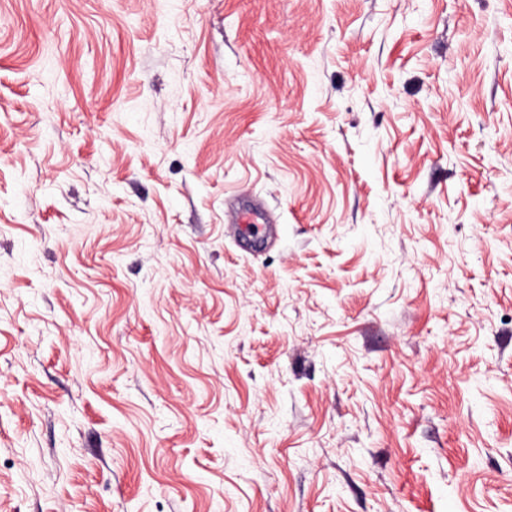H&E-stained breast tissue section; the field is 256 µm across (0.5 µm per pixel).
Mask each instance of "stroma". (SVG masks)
Wrapping results in <instances>:
<instances>
[{
    "mask_svg": "<svg viewBox=\"0 0 512 512\" xmlns=\"http://www.w3.org/2000/svg\"><path fill=\"white\" fill-rule=\"evenodd\" d=\"M0 512H512V0H0Z\"/></svg>",
    "mask_w": 512,
    "mask_h": 512,
    "instance_id": "stroma-1",
    "label": "stroma"
}]
</instances>
